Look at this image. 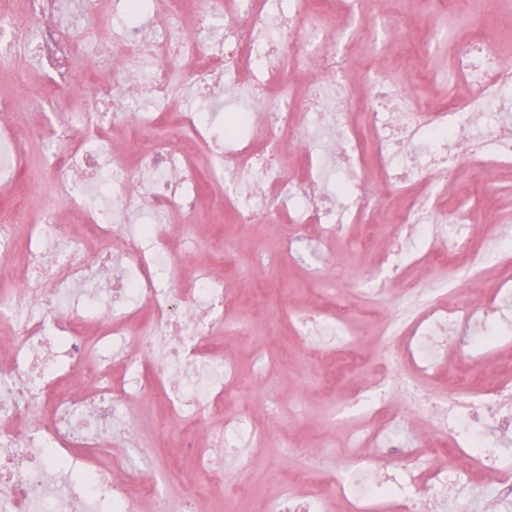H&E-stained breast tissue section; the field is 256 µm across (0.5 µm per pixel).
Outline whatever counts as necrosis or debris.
Instances as JSON below:
<instances>
[{
    "label": "necrosis or debris",
    "mask_w": 512,
    "mask_h": 512,
    "mask_svg": "<svg viewBox=\"0 0 512 512\" xmlns=\"http://www.w3.org/2000/svg\"><path fill=\"white\" fill-rule=\"evenodd\" d=\"M493 19L474 23L457 53L463 93L427 106L420 71L399 86L383 67L400 37L368 0H0V70L22 60L42 78L16 76L30 112L0 104V173L15 180L34 139L58 192L33 224L22 206L0 210V274L13 284L0 293L11 331L0 364V512H140L146 498L171 512L163 482L119 481L97 463L139 448L131 407L146 395L197 427L181 512H195L204 479H223L228 455L241 468L265 447L246 414L207 421L232 390L223 338L242 329L238 290L212 262L179 280L178 260L198 249L170 231L207 183L221 186L233 223L289 224L279 260H299L305 243L366 244L379 200L400 203V231L359 285L403 364L348 399L371 412L348 445H372L374 456L325 466V438L262 512H327L334 498L345 512H473L487 491L496 512H512V453L501 451L512 444V379L448 394L425 387L449 347L482 354L512 319V277L490 288L478 277L512 236L477 235L469 208L439 204L462 167L479 171L469 196L512 170V61L489 35ZM366 33L375 49L357 100L347 68ZM76 80L93 106L55 112ZM442 260L467 261L474 299L444 302L437 281L416 277ZM352 322L320 297L295 312L291 333L352 361ZM407 414L430 436L405 438ZM65 466L82 480L51 487Z\"/></svg>",
    "instance_id": "obj_1"
}]
</instances>
